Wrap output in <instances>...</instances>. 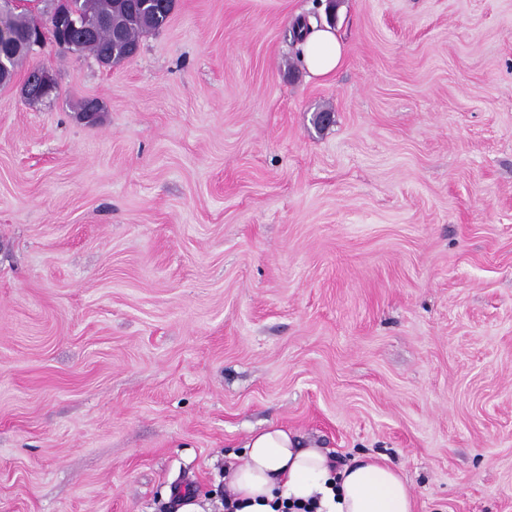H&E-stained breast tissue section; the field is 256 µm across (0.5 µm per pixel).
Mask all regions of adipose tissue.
<instances>
[{"label": "adipose tissue", "instance_id": "ef3b65f1", "mask_svg": "<svg viewBox=\"0 0 512 512\" xmlns=\"http://www.w3.org/2000/svg\"><path fill=\"white\" fill-rule=\"evenodd\" d=\"M301 48L313 75L332 74L341 64L342 45L329 25L310 23ZM224 484L239 512H274L279 498L316 500V512H414L410 486L386 455L364 453L343 464L276 424L249 434L232 454Z\"/></svg>", "mask_w": 512, "mask_h": 512}]
</instances>
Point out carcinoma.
<instances>
[{
    "instance_id": "carcinoma-1",
    "label": "carcinoma",
    "mask_w": 512,
    "mask_h": 512,
    "mask_svg": "<svg viewBox=\"0 0 512 512\" xmlns=\"http://www.w3.org/2000/svg\"><path fill=\"white\" fill-rule=\"evenodd\" d=\"M46 10L36 12L26 7L9 11L0 18L10 37L0 39V54L12 60V72L0 82L9 83L16 75L17 68L30 55V50L22 40H14L13 35L24 34L32 29H40L44 38L54 41L67 53L87 54L96 60H108L118 64L132 58L134 49L142 37L155 34L165 28L171 16L172 7L152 0L146 8L137 5L145 0H73L74 9L70 13L71 28L62 39L59 37L55 18V0H46ZM98 20L99 25L92 34L83 30L87 20Z\"/></svg>"
}]
</instances>
